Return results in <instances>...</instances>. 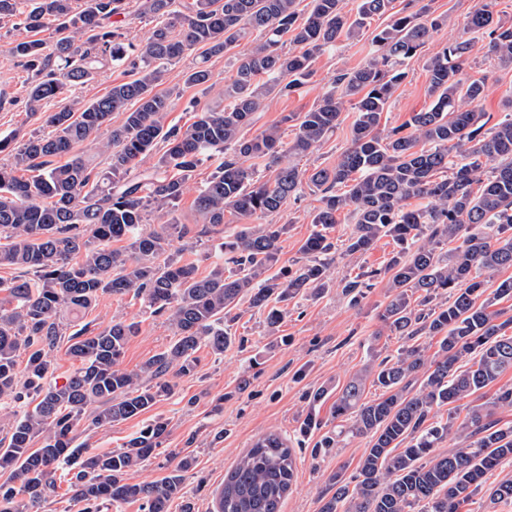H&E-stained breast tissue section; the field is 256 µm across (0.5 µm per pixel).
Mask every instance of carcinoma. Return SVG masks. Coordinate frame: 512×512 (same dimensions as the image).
<instances>
[{
    "label": "carcinoma",
    "mask_w": 512,
    "mask_h": 512,
    "mask_svg": "<svg viewBox=\"0 0 512 512\" xmlns=\"http://www.w3.org/2000/svg\"><path fill=\"white\" fill-rule=\"evenodd\" d=\"M311 2L303 17L297 0H193L187 13L177 0H141L142 13L158 22L145 41L126 44L122 29L109 25L124 13L125 0H0V19L12 18L30 33L8 43L7 51L34 72L26 106L50 127L20 141L0 139V153L11 157L0 164V237L7 240L0 244V266L33 275L0 280V292L8 294L0 305V406L16 417L0 440V469L13 474L0 484V512L38 507L62 467L82 512L135 501L142 512H168L176 498L184 500L182 512H194L183 492L188 456L160 482H127L130 471L163 447L168 419L153 417L123 447L102 454L74 445L75 433L150 410L173 391L167 375L195 371L201 348L223 356L235 341L233 309L243 299L275 334L289 301L330 287L335 244L329 233L344 210L355 224L346 254H364L383 237L399 247L388 264L392 294L379 314L384 327L408 340H440L430 360L409 345L343 387L334 408L340 424L312 452L324 455L342 437H367L369 448L355 475L331 477L333 493L319 512H458L484 489L492 501L512 500L511 477L484 488L486 473L512 459V426L493 419L495 409L512 408V388L469 408L458 426L436 412L512 368V335L506 334L512 318L501 322L492 309L512 299V277L483 298L485 281L512 267V114L486 128L484 113L476 111L485 85L461 78L473 48L462 39L443 46L427 65L428 108L382 134V114L406 77L405 62L440 19H425V7L396 11L394 0H359L353 16L343 12L342 0ZM385 14L390 23L374 35L369 63L339 74L313 109L286 117L296 122L292 141L282 142L276 126L241 137L270 92L298 91L317 53ZM49 28L56 34L50 49L36 37ZM466 29L512 66V24L495 17L493 0L468 15ZM248 31L259 39L234 56L224 104L196 112L185 128L167 123L170 101L157 87L168 66L203 50L186 81L205 85L212 79L207 59L235 49ZM286 42L291 49L285 52ZM117 63L130 66L131 80L88 103L65 95ZM50 101L55 110L46 112ZM347 105L356 112L350 146L331 167L299 169L292 157L318 151ZM116 112L123 120L114 126ZM88 144L98 145L103 168L85 158ZM158 148L156 171L137 170L140 158ZM65 155L66 162H56ZM215 156L221 162L197 189L196 210L213 227L224 224L228 210L246 224L220 237L223 259L201 276L172 253L174 240L190 234L175 212L196 169ZM248 159L266 161L272 176L255 179ZM306 186L321 197L311 215L314 229L299 248L305 262L272 274L287 225L252 220L281 213ZM154 209L160 227L147 231ZM124 239L125 250L112 248ZM454 241V249L439 252ZM377 275L364 271L346 280L343 292L356 303L370 287L365 279ZM129 292L173 332L164 350L136 371L121 368L120 360L139 323L114 319L93 328L79 321L101 295ZM67 325L75 327L69 335ZM64 336L76 366L60 384L50 353ZM368 382L381 389L379 398L364 400ZM323 397L321 388L307 394L299 435L323 426L316 414ZM451 437L458 447L436 451ZM295 470L290 441L277 432L263 435L224 477L219 512H282Z\"/></svg>",
    "instance_id": "obj_1"
}]
</instances>
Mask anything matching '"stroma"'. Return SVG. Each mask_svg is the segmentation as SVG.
<instances>
[{
  "label": "stroma",
  "mask_w": 512,
  "mask_h": 512,
  "mask_svg": "<svg viewBox=\"0 0 512 512\" xmlns=\"http://www.w3.org/2000/svg\"><path fill=\"white\" fill-rule=\"evenodd\" d=\"M482 2L430 0L432 16L441 18L443 24L434 31L426 48L408 61L407 76L382 115V129L401 126L413 113L430 105L428 61L440 47L464 37L467 16ZM387 23V17L374 18L362 34L317 54L309 82L292 95L269 96L263 108L255 112L251 124L243 129V137L253 138L276 125L284 141H291L295 128L286 122V115L309 111L332 89L337 74L366 65L373 56L372 37ZM19 36L10 21L0 19V90L9 92L14 99L13 104L0 108L1 138L23 136L43 128L42 120L30 115L25 106L30 73L20 59L6 50L7 42ZM195 61V55L191 54L169 66L158 86L170 99V124L191 123L192 114L187 110L190 101H197L202 108L219 101L224 80L232 73V55L210 57L207 66L213 76L212 89L191 87L185 84L184 74ZM462 78L484 82L485 96L477 109L484 112L490 123H497L512 110V69L503 67L488 54L485 41L476 42ZM354 119V112H343L336 132L319 151L299 158L300 168L309 170L334 163L350 144ZM319 204V192L308 190L300 199L289 202L281 215L275 216V223L288 227L279 244V267L300 261L299 247L313 230L311 215ZM394 249L392 239L385 237L362 255L336 252L332 267L335 287L319 297L289 302L288 313L279 328L280 343H273L267 335L263 314L249 308L247 303H240L234 331L242 338V345L232 346L219 358L208 349H201L195 374L175 378L172 396L158 402L149 413L170 422L165 452L130 472L129 482L163 480L173 467L168 452L190 456L193 466L185 475L186 495L194 502L195 512H213L214 499L225 475L260 436L271 431L289 437L295 435L307 406L306 392L325 390L326 395L316 411L327 428H334L332 411L336 396L353 374L368 365L370 352L383 357L392 355L405 343L404 338L384 328L378 319L391 294V274L386 265ZM364 270L378 271L379 276L354 306L342 294L338 282ZM85 318L99 327L115 318L139 322L140 332L127 343L121 363L128 371L139 369L172 337L163 319L144 313L139 301L128 294L102 295ZM244 377L249 383L243 388L239 381ZM145 417L140 414L106 429H78L76 442L95 453L120 448L139 431ZM321 436V431H312L302 444L296 445V481L284 502L283 512H319L330 475L340 469L346 475H353L368 446L367 438H348L329 454L315 459L311 450Z\"/></svg>",
  "instance_id": "obj_1"
}]
</instances>
